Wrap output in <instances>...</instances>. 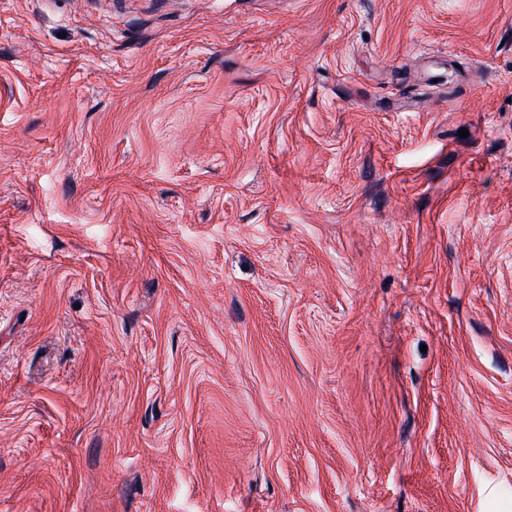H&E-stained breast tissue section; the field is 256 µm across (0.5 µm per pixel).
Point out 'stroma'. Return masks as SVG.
<instances>
[{
  "label": "stroma",
  "instance_id": "stroma-1",
  "mask_svg": "<svg viewBox=\"0 0 512 512\" xmlns=\"http://www.w3.org/2000/svg\"><path fill=\"white\" fill-rule=\"evenodd\" d=\"M0 512H512V0H0Z\"/></svg>",
  "mask_w": 512,
  "mask_h": 512
}]
</instances>
